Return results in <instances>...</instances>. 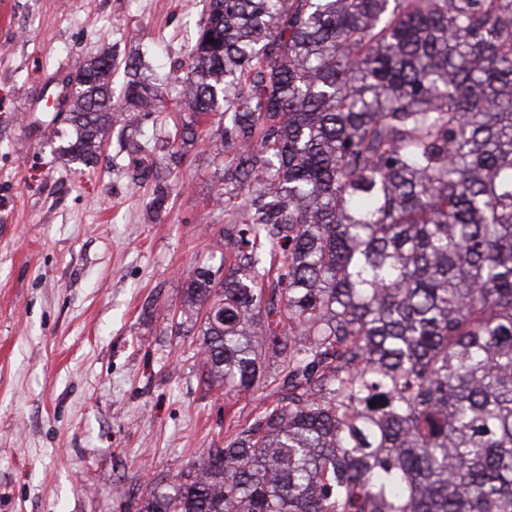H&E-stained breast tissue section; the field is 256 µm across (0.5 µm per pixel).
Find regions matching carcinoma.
<instances>
[{
	"label": "carcinoma",
	"instance_id": "obj_1",
	"mask_svg": "<svg viewBox=\"0 0 512 512\" xmlns=\"http://www.w3.org/2000/svg\"><path fill=\"white\" fill-rule=\"evenodd\" d=\"M191 59L239 221L177 326L226 396L286 378L140 512H512V0H208ZM71 81L88 166L112 55Z\"/></svg>",
	"mask_w": 512,
	"mask_h": 512
}]
</instances>
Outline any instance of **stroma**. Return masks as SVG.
<instances>
[{
	"label": "stroma",
	"mask_w": 512,
	"mask_h": 512,
	"mask_svg": "<svg viewBox=\"0 0 512 512\" xmlns=\"http://www.w3.org/2000/svg\"><path fill=\"white\" fill-rule=\"evenodd\" d=\"M206 18V0H0V512H138L272 392L208 387L172 326L193 271L227 272L224 157L181 141ZM107 48L113 90L134 62L162 106L85 167L51 101Z\"/></svg>",
	"instance_id": "1"
}]
</instances>
